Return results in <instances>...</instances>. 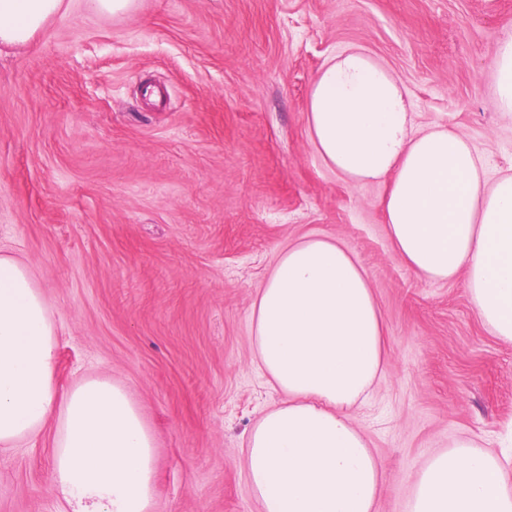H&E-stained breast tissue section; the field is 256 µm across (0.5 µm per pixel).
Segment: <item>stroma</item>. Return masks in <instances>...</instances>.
I'll use <instances>...</instances> for the list:
<instances>
[{"label": "stroma", "instance_id": "35a3bbf8", "mask_svg": "<svg viewBox=\"0 0 512 512\" xmlns=\"http://www.w3.org/2000/svg\"><path fill=\"white\" fill-rule=\"evenodd\" d=\"M512 0H139L63 10L0 48V254L32 271L58 331L57 382L122 383L156 438L154 512H258L243 467L279 396L250 320L280 250L343 241L367 270L388 361L356 422L382 460L376 512H407L427 455L462 438L501 451L512 344L462 281L419 278L387 236L382 183L315 153L308 91L351 45L384 63L418 126L512 167V117L489 64ZM57 421L0 451V512H60Z\"/></svg>", "mask_w": 512, "mask_h": 512}]
</instances>
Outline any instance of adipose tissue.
Returning <instances> with one entry per match:
<instances>
[{
  "label": "adipose tissue",
  "instance_id": "obj_1",
  "mask_svg": "<svg viewBox=\"0 0 512 512\" xmlns=\"http://www.w3.org/2000/svg\"><path fill=\"white\" fill-rule=\"evenodd\" d=\"M63 0H0V44L28 43ZM512 112V36L489 67ZM311 144L341 179L383 183L386 230L400 260L432 282L463 279L490 333L512 344V171L489 176L470 141L416 128L405 93L362 48L330 58L312 84ZM255 362L281 401L246 439L244 467L261 512H375L384 467L354 412L387 365L385 323L367 270L338 240L283 249L252 309ZM57 331L29 268L0 255V447L58 420L52 480L61 512H151L155 439L123 385L88 378L60 391ZM408 512H512L496 458L468 439L429 455Z\"/></svg>",
  "mask_w": 512,
  "mask_h": 512
}]
</instances>
